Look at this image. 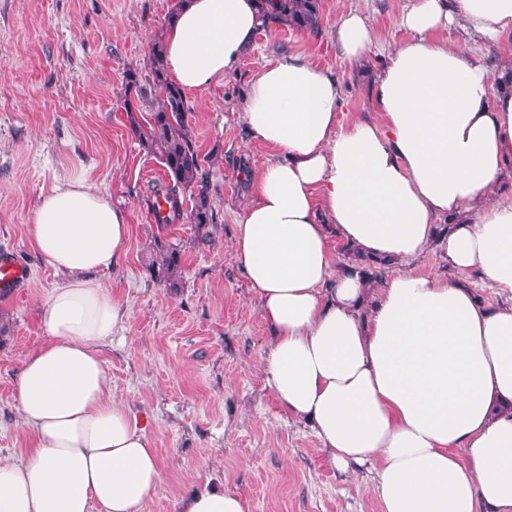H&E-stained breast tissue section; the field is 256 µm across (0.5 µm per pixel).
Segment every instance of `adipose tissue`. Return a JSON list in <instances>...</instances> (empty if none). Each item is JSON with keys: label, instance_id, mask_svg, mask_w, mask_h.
<instances>
[{"label": "adipose tissue", "instance_id": "ef3b65f1", "mask_svg": "<svg viewBox=\"0 0 512 512\" xmlns=\"http://www.w3.org/2000/svg\"><path fill=\"white\" fill-rule=\"evenodd\" d=\"M255 0H185L167 69L192 93L255 46ZM409 39L386 51L374 118L336 125L342 84L296 55L254 76L238 119L273 151L249 171L232 258L272 332L261 374L332 465L372 466L382 512H512V304L480 301L475 272L512 294V202L489 192L512 164V88L474 43L512 31V0H413ZM456 27L461 43L436 39ZM349 64L374 44L366 17L333 33ZM451 219L439 232L438 218ZM126 212L83 170L56 179L28 242L60 283L46 342L14 378L32 445L0 463V512H143L162 463L113 399L100 349L129 317L103 279L127 253ZM405 263L427 247L448 277L336 267L333 239ZM179 512H246L236 494H191Z\"/></svg>", "mask_w": 512, "mask_h": 512}]
</instances>
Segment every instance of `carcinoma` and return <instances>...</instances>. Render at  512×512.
<instances>
[{"label": "carcinoma", "mask_w": 512, "mask_h": 512, "mask_svg": "<svg viewBox=\"0 0 512 512\" xmlns=\"http://www.w3.org/2000/svg\"><path fill=\"white\" fill-rule=\"evenodd\" d=\"M262 17V29L281 24L300 31L320 29V0H257ZM164 41L158 37L149 57V74L145 79L133 71L126 74V93L137 101L125 99L126 118L139 145L161 160L168 183L154 190L153 209L161 214L159 223L179 224L185 221L199 227L214 223L207 174L201 169L198 152L189 134L188 106L184 92L167 73L163 60ZM157 99L149 118H142L141 103L147 95ZM191 208H186V200ZM151 266L168 287H177L175 276L180 257L175 248L162 241L156 245Z\"/></svg>", "instance_id": "cac0c4a2"}]
</instances>
